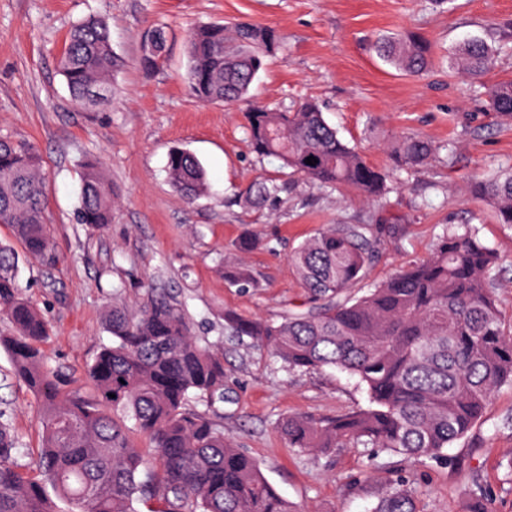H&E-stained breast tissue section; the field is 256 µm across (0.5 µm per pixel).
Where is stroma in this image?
Masks as SVG:
<instances>
[{
	"label": "stroma",
	"instance_id": "35a3bbf8",
	"mask_svg": "<svg viewBox=\"0 0 512 512\" xmlns=\"http://www.w3.org/2000/svg\"><path fill=\"white\" fill-rule=\"evenodd\" d=\"M92 15L108 20L119 65L106 99L84 107L71 99L59 58L70 28ZM239 21L272 27L281 38L251 89L262 103L291 112L302 100L316 101L340 137L382 168L389 164L382 134L414 131L452 147L397 177L390 201L409 219L405 236L382 246L362 288L426 258L445 227L473 224L500 257L496 295L512 324V225L497 223L490 207L463 193L468 178L512 166V118L488 111L482 93L484 84L512 78V0H455L449 11L429 0H0V135L34 145L48 175L53 261L21 258L20 283L53 326L43 345L49 366L68 387H86L89 365L112 342L106 309L138 308L150 282L182 304L199 342L223 352L224 401L213 417L296 512H370L386 472L408 476L422 512H470L477 486L494 512H512V481L500 466L512 455V386L496 392L484 419L441 459L413 467L359 448L313 457L290 450L278 433L288 415H334L367 406V394L346 373L291 371L267 350L234 340L224 332V313L278 322L301 309L306 292L290 251L323 225L368 220L378 206L257 158L246 139V104H207L190 92L191 31ZM156 27L166 33L165 57L148 71L141 47ZM406 30L426 37L440 56L472 38L498 53L480 84L441 63L406 76L372 49L377 37ZM176 148L208 173V190L196 200L168 180ZM89 155L112 187V222L101 232L78 221L81 163ZM262 177L291 190L273 206L245 204ZM245 236L256 241L243 256L256 288L229 284L222 272L225 255ZM0 408L20 441L17 461L28 465L41 437L36 401L1 349Z\"/></svg>",
	"mask_w": 512,
	"mask_h": 512
}]
</instances>
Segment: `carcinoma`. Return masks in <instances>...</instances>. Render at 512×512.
I'll list each match as a JSON object with an SVG mask.
<instances>
[{"label":"carcinoma","mask_w":512,"mask_h":512,"mask_svg":"<svg viewBox=\"0 0 512 512\" xmlns=\"http://www.w3.org/2000/svg\"><path fill=\"white\" fill-rule=\"evenodd\" d=\"M280 47L269 27L210 23L188 41L187 80L202 102L224 104L250 95L264 61ZM380 58L410 76L428 70L432 47L404 32L375 41ZM497 49L479 39L456 48L451 64L472 80L490 71ZM116 59L107 21L90 16L75 25L59 61L70 96L78 103L94 89L107 90ZM489 108L512 117V79L486 87ZM245 131L253 151L324 189L347 187L378 213L355 224H326L301 242L289 260L306 289L309 308L280 322L224 312V331L270 350L288 368H334L365 388V408L336 414L290 415L279 422L288 447L313 456L338 448H363L422 462L483 419L494 394L512 386V330L505 331L495 294L498 255L471 226L448 229L428 256L367 289L351 290L367 274L387 239L404 235L403 219L388 213L390 172L372 166L345 142L306 100L293 112L254 104ZM392 169L412 171L440 150L415 133L384 137ZM313 156L314 165L306 164ZM171 184L187 199L207 190V172L191 153L169 155ZM286 186L274 179L251 185L252 206L280 201ZM478 206L512 224V168L467 181ZM46 178L41 155L28 143L0 137V224L12 227L29 258L52 256L45 222ZM78 218L102 231L112 223V188L100 163L83 162ZM19 256L0 242V316L13 332L0 335L15 376L35 396L41 425L37 456L24 470L19 443L0 412V512H56L53 497L72 512H138L135 504L159 499L166 512H295L265 479L257 461L207 413L224 400V359L192 336L183 309L147 286L135 312L114 306L106 316L113 342L88 367L86 391L64 388L42 352L50 326L19 290ZM232 285L260 287L237 259H224ZM137 433L150 443L144 450ZM381 493L371 512H422L408 482L379 477ZM53 494H48L45 485Z\"/></svg>","instance_id":"1"}]
</instances>
